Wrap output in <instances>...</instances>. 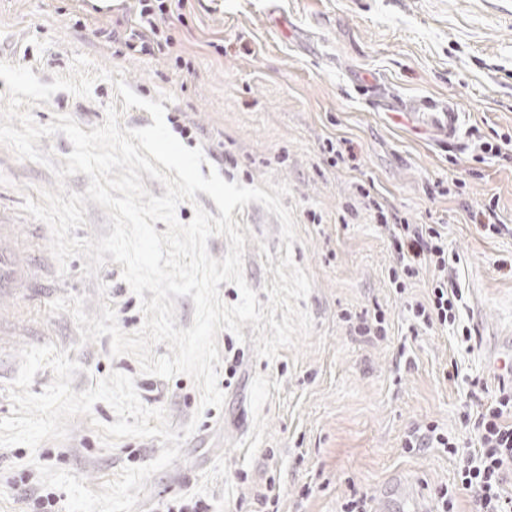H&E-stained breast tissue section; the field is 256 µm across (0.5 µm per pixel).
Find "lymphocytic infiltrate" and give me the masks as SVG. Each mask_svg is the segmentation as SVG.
Segmentation results:
<instances>
[{
    "instance_id": "1",
    "label": "lymphocytic infiltrate",
    "mask_w": 512,
    "mask_h": 512,
    "mask_svg": "<svg viewBox=\"0 0 512 512\" xmlns=\"http://www.w3.org/2000/svg\"><path fill=\"white\" fill-rule=\"evenodd\" d=\"M129 10L134 24L125 37L129 50L144 54L169 53L175 45L172 35L163 26L172 6L169 0H131ZM400 264L389 272V280L397 289L405 281L417 277L422 263H431L437 276L431 284L428 303L415 305L413 316L417 324H455L463 295L448 275L457 255L451 254L440 231L429 224H401L393 236ZM474 426L479 448L465 452L450 441L437 425H426L423 433L406 441V448H441L459 460V478L463 489L476 495L477 512H512V493L505 488L512 476V385L498 386L493 402L479 411Z\"/></svg>"
}]
</instances>
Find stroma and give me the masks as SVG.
<instances>
[{"mask_svg": "<svg viewBox=\"0 0 512 512\" xmlns=\"http://www.w3.org/2000/svg\"><path fill=\"white\" fill-rule=\"evenodd\" d=\"M124 7L123 0H0V61L29 67L49 84L84 54L123 71L141 98L171 94L166 125L174 134L191 127L183 143L202 148V174L214 169L246 186L287 183L282 204L297 224L293 246L259 203L232 218L246 237L243 273L260 304L285 255L312 277L297 305L313 331L272 360L256 357L252 324L237 335L220 332V409L200 408L187 375H144L133 355L111 356L110 336L81 343L69 313L49 312L52 301L84 296L91 316L108 302L130 334L144 322L139 299L121 264L107 262L91 279L78 257L59 269L49 227L21 209L55 179L0 146V225L9 228L0 247L18 266L0 272V419L12 412L18 349L51 343L80 365L75 392L118 371L134 376L145 406L167 410L172 427L201 416L181 459L147 481L134 512H178L195 501L207 512H338L396 474L428 498L456 483L454 458L440 448L408 450L405 440L431 423L475 449L463 415L492 402L494 362L512 349V0H188L167 57L125 49ZM426 97L457 102L456 144L396 106ZM111 104L123 111L120 127L153 123L147 111L125 108L104 80L88 99L56 92L32 116L44 125L68 115L88 132ZM481 138L506 144L507 155L480 152ZM330 140L346 141L354 161L328 152ZM489 205L501 232L472 218ZM392 220L432 225L460 255L453 277L465 296L460 321L477 330L470 347L458 345L451 328L415 326L411 307L427 301L435 271L423 264L404 292L395 291ZM378 311L386 335L358 332ZM477 378L487 391L473 390ZM115 420L98 402L91 416L73 420L65 441L34 451L0 447V512H34L48 493L37 464L72 471L96 491L122 467L159 455L156 437L104 448L94 425ZM270 482L280 495L275 506L256 497Z\"/></svg>", "mask_w": 512, "mask_h": 512, "instance_id": "stroma-1", "label": "stroma"}]
</instances>
